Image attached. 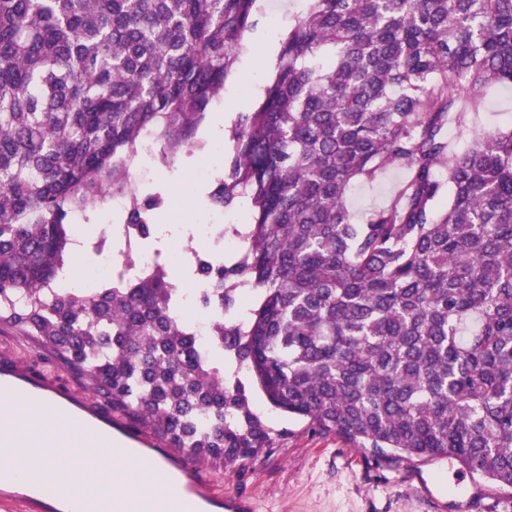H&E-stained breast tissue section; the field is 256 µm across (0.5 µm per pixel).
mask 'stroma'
Returning a JSON list of instances; mask_svg holds the SVG:
<instances>
[{
    "mask_svg": "<svg viewBox=\"0 0 512 512\" xmlns=\"http://www.w3.org/2000/svg\"><path fill=\"white\" fill-rule=\"evenodd\" d=\"M263 13L247 33L235 74L226 82L225 111L218 119L229 123L238 112L249 111L257 97L244 85L256 72H268L262 47L277 50L271 35L274 24L302 11L304 0H261ZM478 125L451 129L449 139L466 148L474 131H492L512 122V86L489 85L478 108ZM202 153L184 155L186 167L207 163ZM160 169L155 185L169 196H181L178 211L167 214L168 224L191 222L206 207L205 192L185 193L187 174ZM15 353L30 369L56 373L61 384L88 398L96 392L89 376L49 350L39 337L13 322L0 320V353ZM240 382L251 395L256 412L273 430L269 445L255 456L224 465L201 462L194 472L227 496L248 498L254 512H512V490L472 477L445 459L417 458L384 462L353 448L337 433L315 432L307 420L272 408L248 375Z\"/></svg>",
    "mask_w": 512,
    "mask_h": 512,
    "instance_id": "1",
    "label": "stroma"
}]
</instances>
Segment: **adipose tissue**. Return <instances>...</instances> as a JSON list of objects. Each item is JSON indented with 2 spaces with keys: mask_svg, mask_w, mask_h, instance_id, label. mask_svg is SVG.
<instances>
[{
  "mask_svg": "<svg viewBox=\"0 0 512 512\" xmlns=\"http://www.w3.org/2000/svg\"><path fill=\"white\" fill-rule=\"evenodd\" d=\"M2 466L26 479L48 470L94 498L98 512H154L161 504L169 512H190L177 490L162 484L148 464L107 448H17L11 455L0 456Z\"/></svg>",
  "mask_w": 512,
  "mask_h": 512,
  "instance_id": "ef3b65f1",
  "label": "adipose tissue"
}]
</instances>
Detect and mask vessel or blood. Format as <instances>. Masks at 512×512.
I'll list each match as a JSON object with an SVG mask.
<instances>
[{
  "label": "vessel or blood",
  "instance_id": "1",
  "mask_svg": "<svg viewBox=\"0 0 512 512\" xmlns=\"http://www.w3.org/2000/svg\"><path fill=\"white\" fill-rule=\"evenodd\" d=\"M0 400L14 403L25 412L41 414L46 421L59 423L50 432L51 440L67 446L68 430L79 432L86 446H106L123 454L157 465L167 481L176 483L185 498L193 500L198 512H251L242 499H224L206 486L191 468L169 456L157 437L137 430L121 415L112 413L80 393L59 387L47 375L27 371L12 358L0 359ZM20 506L22 512H92L93 504L74 489H63L56 481L32 483L0 469V506Z\"/></svg>",
  "mask_w": 512,
  "mask_h": 512
}]
</instances>
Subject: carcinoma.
<instances>
[{
  "instance_id": "carcinoma-1",
  "label": "carcinoma",
  "mask_w": 512,
  "mask_h": 512,
  "mask_svg": "<svg viewBox=\"0 0 512 512\" xmlns=\"http://www.w3.org/2000/svg\"><path fill=\"white\" fill-rule=\"evenodd\" d=\"M261 0H0V318L39 336L112 411L192 460L254 456L272 429L214 375L162 271L136 288H44L76 207L165 161L235 72ZM489 83L512 85V0H307L258 105L224 130L209 202L246 200L245 257L209 265L207 312L260 290L211 357L270 405L377 460L445 458L512 489V127L454 151ZM406 175L355 219V182ZM156 195L122 217L150 235ZM17 294L27 300L11 303Z\"/></svg>"
}]
</instances>
